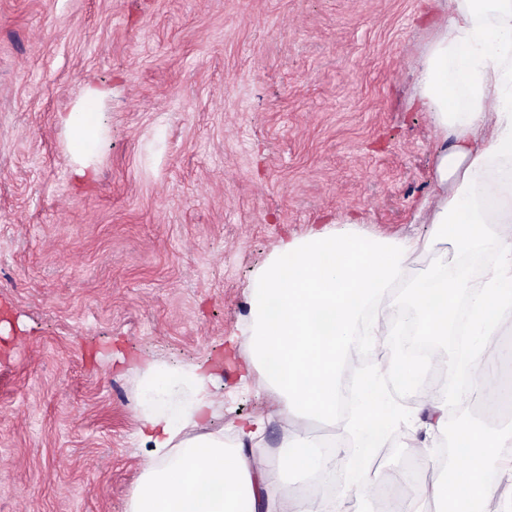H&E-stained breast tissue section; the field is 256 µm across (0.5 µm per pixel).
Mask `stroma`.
<instances>
[{
	"label": "stroma",
	"mask_w": 512,
	"mask_h": 512,
	"mask_svg": "<svg viewBox=\"0 0 512 512\" xmlns=\"http://www.w3.org/2000/svg\"><path fill=\"white\" fill-rule=\"evenodd\" d=\"M435 0H0V512H126L134 362L244 389L249 288L349 217L421 236L441 146L411 59ZM91 177L62 118L88 84Z\"/></svg>",
	"instance_id": "stroma-1"
}]
</instances>
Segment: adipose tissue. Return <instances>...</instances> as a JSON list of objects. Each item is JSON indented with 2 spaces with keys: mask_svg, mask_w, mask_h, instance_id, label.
I'll return each instance as SVG.
<instances>
[{
  "mask_svg": "<svg viewBox=\"0 0 512 512\" xmlns=\"http://www.w3.org/2000/svg\"><path fill=\"white\" fill-rule=\"evenodd\" d=\"M438 36L414 64L419 107L448 145L436 158V193L423 212L425 237H380L365 244L358 224L339 222L283 242L254 276L239 376L247 387L272 394L273 410L242 419L224 416V396L207 363L159 366L141 361L144 389L138 404V435L146 449L127 512H346L333 491L345 465L334 431L339 371L360 368L351 353L357 340L387 348L380 368L357 380L359 413L347 426L355 439L376 443L366 422L384 402V379L413 386L425 369L391 349L398 309H413L417 333L442 349L454 329L457 304L468 305L471 352L467 361L449 355V379L482 380L502 334L512 332V213L492 214L489 205L512 182V170L491 174L494 161L512 159V0H448ZM88 102L70 113L69 149L82 157L96 140L99 118ZM430 253L417 267L420 253ZM493 253L479 287L460 264L466 256ZM278 419V452L255 445L270 419ZM329 427L315 433L312 421ZM455 447L464 465L430 462L412 487L406 512L442 504L451 512H512L501 491L512 460V428L460 425ZM310 473L321 495L299 498L276 478Z\"/></svg>",
  "mask_w": 512,
  "mask_h": 512,
  "instance_id": "ef3b65f1",
  "label": "adipose tissue"
}]
</instances>
